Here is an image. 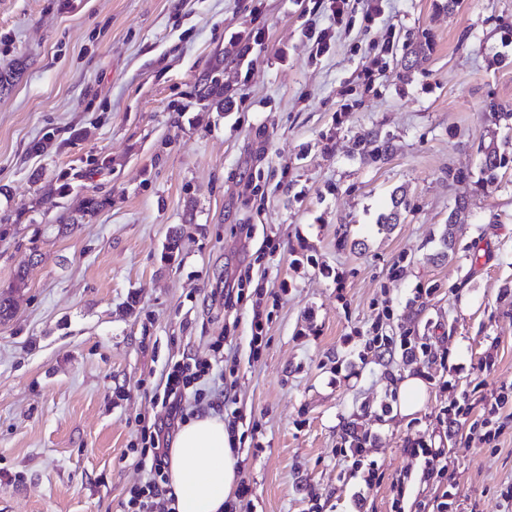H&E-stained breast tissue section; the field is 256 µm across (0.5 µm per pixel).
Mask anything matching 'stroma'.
Segmentation results:
<instances>
[{"label": "stroma", "instance_id": "stroma-1", "mask_svg": "<svg viewBox=\"0 0 512 512\" xmlns=\"http://www.w3.org/2000/svg\"><path fill=\"white\" fill-rule=\"evenodd\" d=\"M445 2L369 22L351 0L335 25L326 0H0V512H127L177 363L209 366L184 415L233 430L235 512H512V401L480 429L512 386V165L475 194L448 178L477 174L480 144L512 154L488 118L512 109V0ZM218 59L220 108L200 82ZM409 370L428 396L408 417ZM470 197L467 196H461L456 201V206L448 216V224H446V230L443 234V239L446 242V246L448 245V255L444 254L443 256L447 258L448 260L455 254V233L454 229L456 224H458L459 220L461 219V216L465 214V212L468 210L470 205Z\"/></svg>", "mask_w": 512, "mask_h": 512}]
</instances>
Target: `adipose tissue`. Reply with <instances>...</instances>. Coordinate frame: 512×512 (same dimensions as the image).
I'll list each match as a JSON object with an SVG mask.
<instances>
[{
	"mask_svg": "<svg viewBox=\"0 0 512 512\" xmlns=\"http://www.w3.org/2000/svg\"><path fill=\"white\" fill-rule=\"evenodd\" d=\"M232 444L219 416L202 414L182 424L167 458L172 512H224L239 482Z\"/></svg>",
	"mask_w": 512,
	"mask_h": 512,
	"instance_id": "obj_1",
	"label": "adipose tissue"
}]
</instances>
